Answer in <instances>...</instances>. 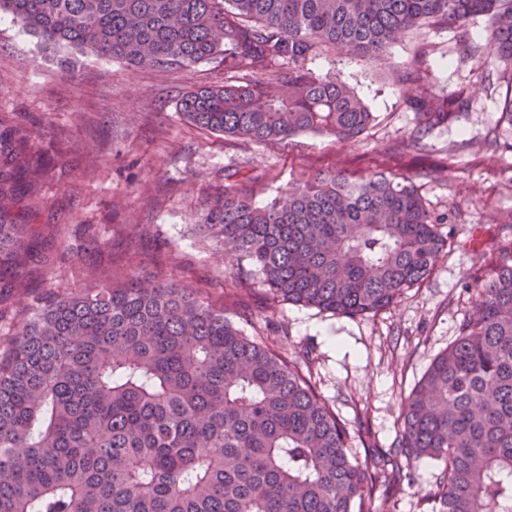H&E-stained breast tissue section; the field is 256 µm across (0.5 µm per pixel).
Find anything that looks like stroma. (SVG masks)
<instances>
[{
  "instance_id": "35a3bbf8",
  "label": "stroma",
  "mask_w": 512,
  "mask_h": 512,
  "mask_svg": "<svg viewBox=\"0 0 512 512\" xmlns=\"http://www.w3.org/2000/svg\"><path fill=\"white\" fill-rule=\"evenodd\" d=\"M453 33L422 27L371 61L333 47L308 63L341 72L375 115L351 142L312 133L263 148L198 129L176 114L178 92L223 82V70L128 68L67 46L45 45L0 14V117L22 125L43 170L35 196L22 198L23 221L54 246L50 267L26 268L27 292L0 295V321L13 324L57 288L85 291L101 273L117 278L158 274L188 278L246 335L273 341L300 362L350 433L358 457L375 455L402 468V484L376 494V512H430L428 493L440 465L406 458L400 446L403 401L435 356L474 310L476 286L512 239V119L503 110L506 83L494 66L459 65ZM75 58V71L59 64ZM423 67L433 87L467 88L472 112L435 131L423 149L408 146L413 114L405 77ZM269 169L254 190L262 206L316 171L357 179L386 170L409 176L427 208L449 213L448 246L433 273L387 310L346 317L268 301L246 264L200 232L202 204L224 187L228 167ZM430 175H423V168Z\"/></svg>"
}]
</instances>
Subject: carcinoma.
I'll use <instances>...</instances> for the list:
<instances>
[{"instance_id": "1", "label": "carcinoma", "mask_w": 512, "mask_h": 512, "mask_svg": "<svg viewBox=\"0 0 512 512\" xmlns=\"http://www.w3.org/2000/svg\"><path fill=\"white\" fill-rule=\"evenodd\" d=\"M47 45L128 67L210 61L234 82L182 91L178 117L268 147L302 133L355 140L374 115L323 46L367 59L443 25L477 57L466 22L491 20L487 57L512 72V0H0ZM421 145L470 111L466 90L410 93ZM25 130L0 120V288L48 261L17 201L33 172ZM224 169L200 231L248 262L268 297L376 314L435 269L446 239L405 177L319 172L264 207ZM349 432L302 372L181 280L62 292L0 336V512H373L400 470L351 457ZM402 447L443 464L431 512H512V243L476 310L403 403Z\"/></svg>"}]
</instances>
